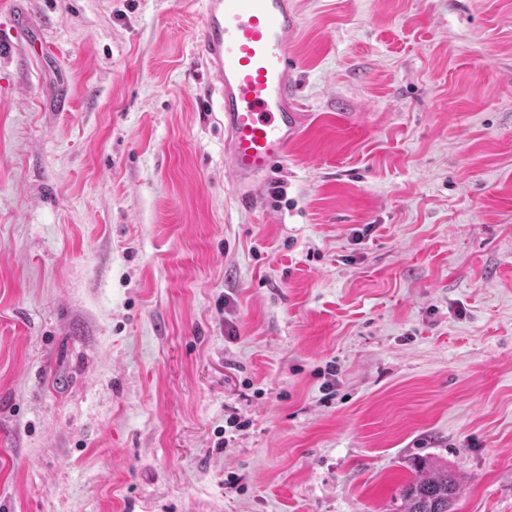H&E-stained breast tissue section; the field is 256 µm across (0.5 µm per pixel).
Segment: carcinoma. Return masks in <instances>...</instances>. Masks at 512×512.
<instances>
[{
  "label": "carcinoma",
  "instance_id": "1",
  "mask_svg": "<svg viewBox=\"0 0 512 512\" xmlns=\"http://www.w3.org/2000/svg\"><path fill=\"white\" fill-rule=\"evenodd\" d=\"M458 481L428 459L414 464V478L401 489L404 512H452Z\"/></svg>",
  "mask_w": 512,
  "mask_h": 512
}]
</instances>
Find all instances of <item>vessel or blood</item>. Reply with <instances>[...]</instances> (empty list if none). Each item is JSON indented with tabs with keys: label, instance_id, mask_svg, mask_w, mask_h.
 I'll return each mask as SVG.
<instances>
[{
	"label": "vessel or blood",
	"instance_id": "1",
	"mask_svg": "<svg viewBox=\"0 0 512 512\" xmlns=\"http://www.w3.org/2000/svg\"><path fill=\"white\" fill-rule=\"evenodd\" d=\"M291 0H204L195 41L209 94L224 114V162L234 195L252 207L283 164L306 114L296 100Z\"/></svg>",
	"mask_w": 512,
	"mask_h": 512
}]
</instances>
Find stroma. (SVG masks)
I'll return each mask as SVG.
<instances>
[{
    "label": "stroma",
    "instance_id": "stroma-1",
    "mask_svg": "<svg viewBox=\"0 0 512 512\" xmlns=\"http://www.w3.org/2000/svg\"><path fill=\"white\" fill-rule=\"evenodd\" d=\"M292 2L246 209L204 0H0V512H512V0ZM458 481L428 459L414 464V478L401 489L404 512H452Z\"/></svg>",
    "mask_w": 512,
    "mask_h": 512
}]
</instances>
